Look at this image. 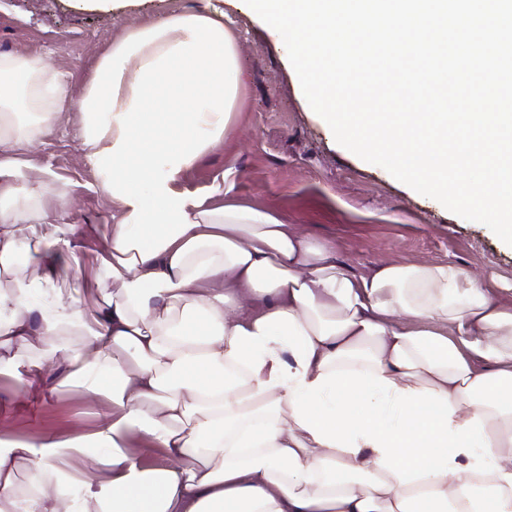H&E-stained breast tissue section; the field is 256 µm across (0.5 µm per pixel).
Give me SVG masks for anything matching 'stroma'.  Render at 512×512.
I'll use <instances>...</instances> for the list:
<instances>
[{"label":"stroma","instance_id":"1","mask_svg":"<svg viewBox=\"0 0 512 512\" xmlns=\"http://www.w3.org/2000/svg\"><path fill=\"white\" fill-rule=\"evenodd\" d=\"M181 12L223 15L237 36L241 83L223 139L181 174L179 190L205 196L216 185L230 187L235 201L335 244L340 260L359 272L385 260H429L472 273L496 295L512 289V247L340 146L309 106L287 54L239 0H116L109 13L75 0H0V54L44 58L76 93L125 27ZM53 109L61 117L52 134L19 152L11 183L22 197L46 182L61 188L64 199L49 196L44 205L57 223L80 225L91 260L119 208L98 188L79 113L65 102ZM105 411L77 388L26 389L0 375V426L16 441L89 433Z\"/></svg>","mask_w":512,"mask_h":512}]
</instances>
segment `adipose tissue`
I'll use <instances>...</instances> for the list:
<instances>
[{
  "label": "adipose tissue",
  "mask_w": 512,
  "mask_h": 512,
  "mask_svg": "<svg viewBox=\"0 0 512 512\" xmlns=\"http://www.w3.org/2000/svg\"><path fill=\"white\" fill-rule=\"evenodd\" d=\"M240 82L204 13L129 28L74 97L39 58L0 54V348L39 343L31 387L66 353L59 385L108 407L80 438L0 433V512H512V300L445 263L360 274L266 210L180 191ZM39 99L82 114L120 205L94 294L48 184L23 211L4 181L57 122Z\"/></svg>",
  "instance_id": "obj_1"
}]
</instances>
